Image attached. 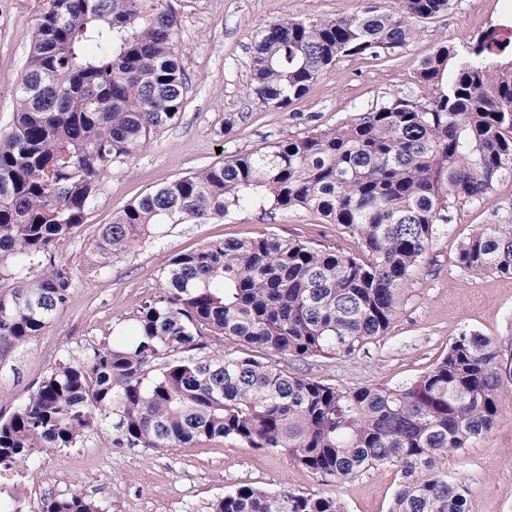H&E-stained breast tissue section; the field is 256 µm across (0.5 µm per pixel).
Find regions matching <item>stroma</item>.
I'll return each mask as SVG.
<instances>
[{
  "label": "stroma",
  "instance_id": "stroma-1",
  "mask_svg": "<svg viewBox=\"0 0 512 512\" xmlns=\"http://www.w3.org/2000/svg\"><path fill=\"white\" fill-rule=\"evenodd\" d=\"M179 14L180 61L186 76L179 119L156 129L134 156L116 162L102 180L84 225L58 251L72 263L76 285L49 327L0 353V411L19 406L55 362L84 356L110 339L118 318L157 294L162 270L175 253L217 239L255 238L273 231L325 247L350 246L344 229L318 214L260 209L207 224H179L98 272L85 265L99 225L173 179L274 142L353 118L395 97H427L416 80L421 61L440 46L462 48L484 34L506 10L505 0H451L447 12L417 23L403 47L337 60L288 110L266 109L250 92L252 48L265 27L286 15L333 17L393 0H171ZM43 0H0V132L6 131L18 78ZM512 219V175L486 200L450 206L408 300L386 336L367 340L350 356L294 362L296 371L344 389L396 387L426 373L462 331H475L512 353V276L479 273L457 262L460 242L486 224ZM492 428L463 452L449 455L448 473L470 490L469 512H512V382L497 393ZM400 473L384 465L336 483L291 463L271 449L234 441L190 448H116L112 432L88 433L81 448H40L24 465L25 488L46 494L81 491L112 512H208L225 491L252 484L272 493L337 494L345 512H387Z\"/></svg>",
  "mask_w": 512,
  "mask_h": 512
}]
</instances>
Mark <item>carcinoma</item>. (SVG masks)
I'll return each mask as SVG.
<instances>
[{
  "label": "carcinoma",
  "mask_w": 512,
  "mask_h": 512,
  "mask_svg": "<svg viewBox=\"0 0 512 512\" xmlns=\"http://www.w3.org/2000/svg\"><path fill=\"white\" fill-rule=\"evenodd\" d=\"M451 0H395L336 17L284 16L254 44L250 90L283 110L342 56L404 46ZM171 0H45L0 137V349L50 325L75 284L56 258L85 223L112 164L178 119L186 77ZM456 67L446 72L448 61ZM429 97H396L351 120L207 166L144 195L101 225V270L139 239L232 211L301 209L340 224L357 249H322L274 231L171 256L158 294L112 340L49 368L0 414V512H23L14 477L38 448H81L107 425L116 448H188L235 440L283 452L342 480L383 465L401 478L387 512H468L448 453L487 431L512 371L491 338L463 331L416 381L341 389L279 358L351 356L385 336L452 201L485 200L512 174V38L489 31L459 53L424 59ZM459 264L512 275V222L465 238ZM246 347L224 352V342ZM38 512H107L80 492ZM210 512H344L334 494L239 485Z\"/></svg>",
  "instance_id": "cac0c4a2"
}]
</instances>
